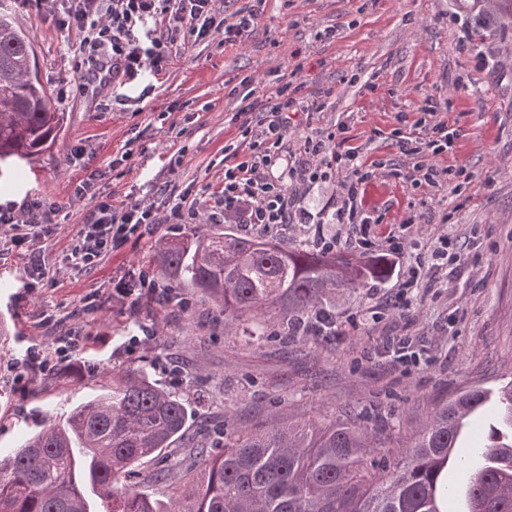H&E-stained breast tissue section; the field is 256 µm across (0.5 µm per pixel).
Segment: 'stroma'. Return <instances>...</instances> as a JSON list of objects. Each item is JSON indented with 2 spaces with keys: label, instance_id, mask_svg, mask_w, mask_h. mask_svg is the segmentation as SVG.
<instances>
[{
  "label": "stroma",
  "instance_id": "35a3bbf8",
  "mask_svg": "<svg viewBox=\"0 0 512 512\" xmlns=\"http://www.w3.org/2000/svg\"><path fill=\"white\" fill-rule=\"evenodd\" d=\"M252 6L258 19L243 43L176 42L166 70L131 85L121 110L111 90L79 92L84 56L75 35L13 8L64 120L31 161L0 162V201L36 193L59 206L54 224L26 249L0 237V450L98 395L112 373L139 368L194 394L187 435L198 432L204 413L222 410L240 428L360 416L382 443L379 456L393 464L435 406L466 387L512 382V31L478 20L474 0H218L216 17ZM328 26L335 40L316 41ZM292 72L305 98L323 109L292 116L288 135L295 142L345 126V147L357 149L372 173L360 192L372 234L384 239L410 216L422 217L400 270L332 295L340 337L228 336L216 303L193 289H170L163 303L146 294L135 308L113 292V280L155 268L156 241L189 235L191 224L160 225L90 269L70 263L69 246L99 201L118 206L131 195L148 205L168 194L213 205L224 185V148L241 139V97L266 100L277 76ZM428 95L459 132L454 150L404 155L393 131L414 124ZM79 146L80 160L73 156ZM129 148L132 160L122 161ZM417 164L444 175L435 185L417 184ZM460 164L471 174L462 185L451 173ZM89 176L83 200L71 201ZM444 234L451 244L443 261L435 254ZM32 255L44 276L30 294ZM418 261L429 267L428 279L402 291L403 268ZM144 330L150 338L129 347ZM69 334L81 337L80 354L52 373L15 381L10 366L28 346ZM385 336L410 337L417 366L380 356Z\"/></svg>",
  "mask_w": 512,
  "mask_h": 512
}]
</instances>
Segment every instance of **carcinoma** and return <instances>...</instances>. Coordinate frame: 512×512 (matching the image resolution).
Returning a JSON list of instances; mask_svg holds the SVG:
<instances>
[{
    "mask_svg": "<svg viewBox=\"0 0 512 512\" xmlns=\"http://www.w3.org/2000/svg\"><path fill=\"white\" fill-rule=\"evenodd\" d=\"M501 29L512 28V0H481ZM35 73L34 47L0 11V161L29 159L60 131ZM158 276L216 301L224 325L274 322L286 336L323 332L326 297L386 276V259L360 262L308 242L211 232L156 246ZM470 387L434 409L392 467L375 458L377 439L355 420L312 424L289 418L255 430L228 424L184 448L178 471L161 452L185 431L190 395L139 369L112 376L102 393L65 420L42 428L0 456V512H442L438 486L465 421L486 405ZM503 428H493L471 473L463 512H512V385Z\"/></svg>",
    "mask_w": 512,
    "mask_h": 512,
    "instance_id": "1",
    "label": "carcinoma"
}]
</instances>
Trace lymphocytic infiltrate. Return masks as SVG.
<instances>
[{
  "instance_id": "obj_1",
  "label": "lymphocytic infiltrate",
  "mask_w": 512,
  "mask_h": 512,
  "mask_svg": "<svg viewBox=\"0 0 512 512\" xmlns=\"http://www.w3.org/2000/svg\"><path fill=\"white\" fill-rule=\"evenodd\" d=\"M22 4L32 11L49 6L54 24L79 36L87 53L88 72L103 87H122L145 73L162 71L169 61L165 44L178 38L198 42L220 36L231 45L242 42L257 18L255 11L241 10L235 23L216 24L212 16L215 0H22ZM150 20L162 24L164 32L146 46L140 31ZM321 109V104H309L304 97L282 88L277 91L276 103L260 111L259 120L251 118L253 105L241 107L244 138L240 146L246 158L225 166L224 187L205 216L207 223L220 224L232 217L256 229L272 224H311L297 187L330 182L340 200L332 214L334 227L328 232L323 224H313V246L330 250L343 236L358 231L362 234L361 247L373 249L374 243L365 233L372 219L358 205L361 187L370 174L359 164L356 149L335 150L331 134L301 137L296 150L288 142L290 113ZM418 111L419 119L397 142L401 152L414 156L425 147L436 154L452 152L458 134L441 119L433 98L425 97ZM277 152L285 154L286 160L276 175L272 168ZM57 210L56 204L36 195L20 204H0V230H9L12 243L22 246L31 230L53 223ZM198 216L196 209L186 210L179 204L164 217L158 209L138 200L118 208L103 201L89 212L69 258L73 265L88 267L127 238L151 233L163 220L182 222ZM81 349L77 336L63 337L61 344L48 349L35 345L28 348L21 367L51 372Z\"/></svg>"
}]
</instances>
